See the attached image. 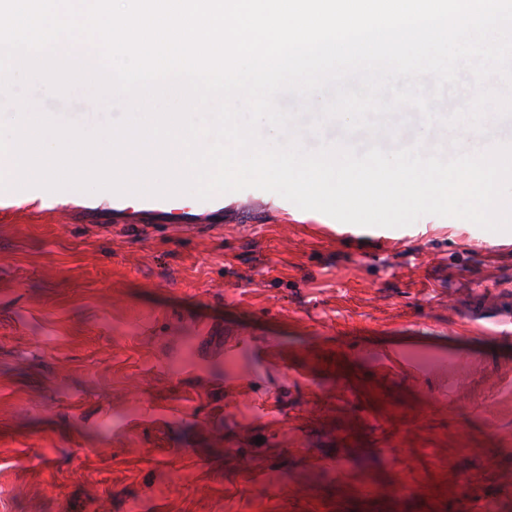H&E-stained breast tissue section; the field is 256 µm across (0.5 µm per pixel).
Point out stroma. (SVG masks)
Instances as JSON below:
<instances>
[{
	"label": "stroma",
	"mask_w": 512,
	"mask_h": 512,
	"mask_svg": "<svg viewBox=\"0 0 512 512\" xmlns=\"http://www.w3.org/2000/svg\"><path fill=\"white\" fill-rule=\"evenodd\" d=\"M29 100L94 129L85 88ZM395 146L512 143L424 129ZM0 216V512H512V232L346 224L249 188L196 233ZM472 323L485 333L512 335V310L507 304L479 308Z\"/></svg>",
	"instance_id": "35a3bbf8"
}]
</instances>
